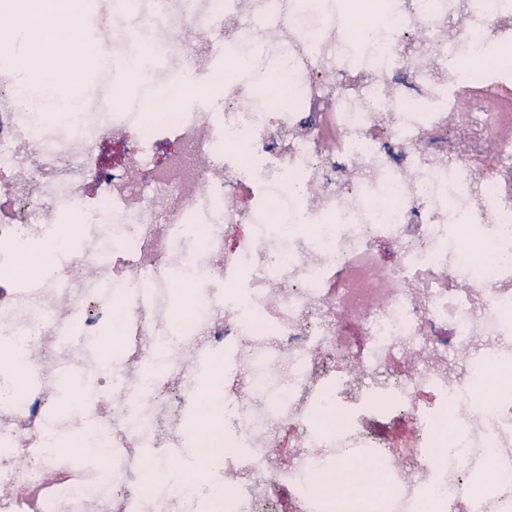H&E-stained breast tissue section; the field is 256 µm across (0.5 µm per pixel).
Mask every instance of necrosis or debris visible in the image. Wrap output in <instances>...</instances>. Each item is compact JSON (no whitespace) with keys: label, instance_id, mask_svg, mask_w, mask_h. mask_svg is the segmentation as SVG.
Segmentation results:
<instances>
[{"label":"necrosis or debris","instance_id":"4bbe7bcc","mask_svg":"<svg viewBox=\"0 0 512 512\" xmlns=\"http://www.w3.org/2000/svg\"><path fill=\"white\" fill-rule=\"evenodd\" d=\"M384 3L361 42L360 11L336 0H144L113 18L114 57L155 48L113 75L125 106L107 109L76 64L85 108L58 127L19 102L15 66L0 68V337L20 340L29 376L21 387L0 368V512H199L225 486L231 512H263L281 490L288 512H322L323 475L362 486L378 470L387 512H416L428 493L448 512H512V382L498 377L512 365V138L463 95L512 90V67L483 62L512 43V0ZM189 27L207 41L182 40ZM156 72L165 91L142 99ZM133 127L167 159L134 157L133 183L98 166L99 194L82 199L83 169L104 140L124 151L114 133ZM219 152L221 168L200 167ZM189 177L205 191L185 194ZM54 224L74 226L79 274L19 278ZM196 352L223 367L222 395L199 392ZM318 355L356 370L315 374ZM66 377L96 396L63 415ZM382 400L408 420L387 440L362 423ZM190 411L202 441L223 416L241 453L175 493L148 475L184 466ZM449 412L456 441L434 467ZM56 415L98 439L106 474L45 452Z\"/></svg>","mask_w":512,"mask_h":512}]
</instances>
